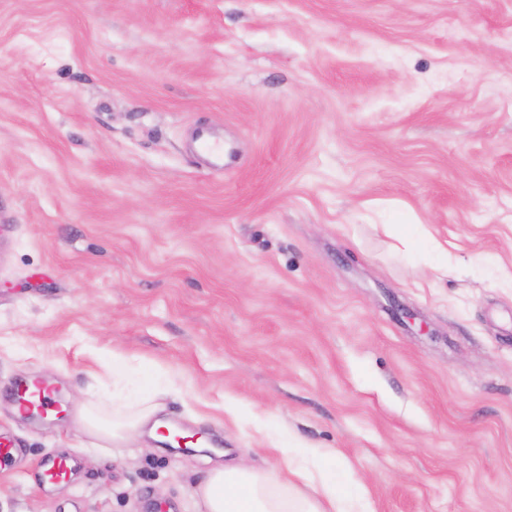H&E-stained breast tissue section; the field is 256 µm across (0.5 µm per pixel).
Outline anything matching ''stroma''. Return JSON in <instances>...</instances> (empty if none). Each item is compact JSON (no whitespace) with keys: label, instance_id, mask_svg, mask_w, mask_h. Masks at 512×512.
I'll list each match as a JSON object with an SVG mask.
<instances>
[{"label":"stroma","instance_id":"stroma-1","mask_svg":"<svg viewBox=\"0 0 512 512\" xmlns=\"http://www.w3.org/2000/svg\"><path fill=\"white\" fill-rule=\"evenodd\" d=\"M505 269L512 0H0V512H205L283 436L372 512H512ZM147 374L206 451L75 424ZM33 377L62 413L18 412ZM199 146L210 158L213 168L224 170V155L225 157L231 156V151L228 149L224 151V144H220L208 133H201L199 135ZM73 466L72 458L53 455H46L40 463L42 477L48 482L63 479Z\"/></svg>","mask_w":512,"mask_h":512}]
</instances>
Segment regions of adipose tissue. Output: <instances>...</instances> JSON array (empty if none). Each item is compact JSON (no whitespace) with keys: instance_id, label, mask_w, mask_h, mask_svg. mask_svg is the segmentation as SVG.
<instances>
[{"instance_id":"obj_1","label":"adipose tissue","mask_w":512,"mask_h":512,"mask_svg":"<svg viewBox=\"0 0 512 512\" xmlns=\"http://www.w3.org/2000/svg\"><path fill=\"white\" fill-rule=\"evenodd\" d=\"M155 408L149 394H142L137 408L123 421L105 424L89 411H82L83 427L109 438L132 433L150 422ZM280 463L288 478L309 477L316 484V498L293 500L282 494L269 479L247 466L227 465L212 470L197 490L206 512H327L325 505L336 500L339 475L326 451L283 445Z\"/></svg>"}]
</instances>
